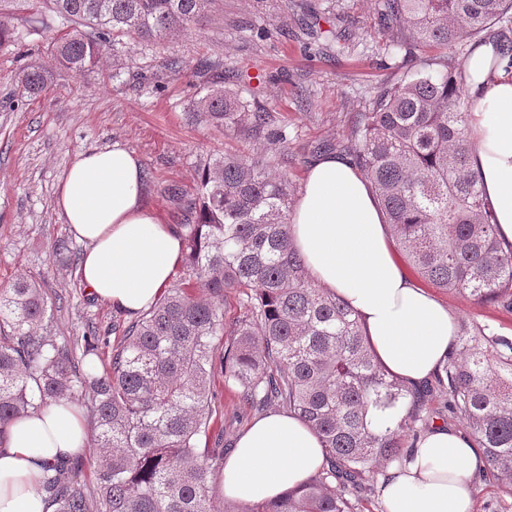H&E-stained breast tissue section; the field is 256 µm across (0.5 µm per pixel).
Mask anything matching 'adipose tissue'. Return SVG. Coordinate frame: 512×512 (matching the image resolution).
Segmentation results:
<instances>
[{
    "label": "adipose tissue",
    "mask_w": 512,
    "mask_h": 512,
    "mask_svg": "<svg viewBox=\"0 0 512 512\" xmlns=\"http://www.w3.org/2000/svg\"><path fill=\"white\" fill-rule=\"evenodd\" d=\"M477 48L463 70L471 167L501 239L512 243V66ZM144 174L121 143L78 153L58 183L55 207L87 248L77 275L99 300L128 316L147 310L183 255L181 234L143 203ZM290 236L315 284L356 311L377 358L401 380L430 378L454 347L446 305L401 262L371 183L348 159L314 158L292 207ZM89 434L77 406L51 402L12 423L0 444V512H51L41 491L47 464L81 453ZM318 435L297 416L256 419L224 460L214 487L252 504L300 488L322 468ZM481 448L437 424L380 478L385 512H473Z\"/></svg>",
    "instance_id": "obj_1"
}]
</instances>
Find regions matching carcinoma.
Here are the masks:
<instances>
[{
	"mask_svg": "<svg viewBox=\"0 0 512 512\" xmlns=\"http://www.w3.org/2000/svg\"><path fill=\"white\" fill-rule=\"evenodd\" d=\"M42 3L69 28L55 29L47 59L18 74L36 96L49 92L53 67L81 76L125 37L148 43L202 24L214 0ZM509 24L512 0H383L380 25L405 56L446 53L370 95L336 150L373 185L397 248L422 279L512 312V245L498 239L470 168L456 64L490 29ZM18 40L12 18L0 14V46ZM247 108L221 76L192 102L197 119L246 140H284L270 113ZM272 167L248 152L203 166L195 196L182 202L184 278L126 328L101 375L39 333L47 300L38 284L20 276L0 289V439L50 401L80 388L92 399L96 487L87 489L77 459L50 466L42 489L54 512H213L209 477L223 455L200 441L214 431L218 367L239 404L287 409L325 451V465L301 489L244 512H357L381 466L407 456L429 425L426 401L436 391L449 417L467 420L489 473L512 487V336L463 322L434 383L389 375L350 306L311 280L291 244L294 187ZM229 288L238 328L220 353L215 339L224 334ZM82 340L84 358L110 346L95 333Z\"/></svg>",
	"mask_w": 512,
	"mask_h": 512,
	"instance_id": "1",
	"label": "carcinoma"
}]
</instances>
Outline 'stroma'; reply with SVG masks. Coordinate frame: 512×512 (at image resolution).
<instances>
[{
    "mask_svg": "<svg viewBox=\"0 0 512 512\" xmlns=\"http://www.w3.org/2000/svg\"><path fill=\"white\" fill-rule=\"evenodd\" d=\"M380 0H215L199 28L150 44L123 41L113 57L85 76L53 71L48 95L32 97L17 80L16 57L46 56L40 28H24L21 42L0 47V289L26 275L52 306L42 333L75 345L87 327L118 344L130 316L86 292L75 267L52 256L56 238L70 231L53 200L58 180L81 151L118 142L138 158L143 201L163 222L177 225L181 202L167 192L195 191L199 168L240 142L197 120L190 104L208 72H223L249 111L275 116L284 142L254 150L287 157L288 176L301 187L322 144L343 140L377 88L420 70L431 50L411 62L391 54L378 22ZM177 69H169V62ZM456 322L479 323L512 336V312L437 290ZM220 398L224 449L255 420L224 389Z\"/></svg>",
    "mask_w": 512,
    "mask_h": 512,
    "instance_id": "obj_1",
    "label": "stroma"
}]
</instances>
